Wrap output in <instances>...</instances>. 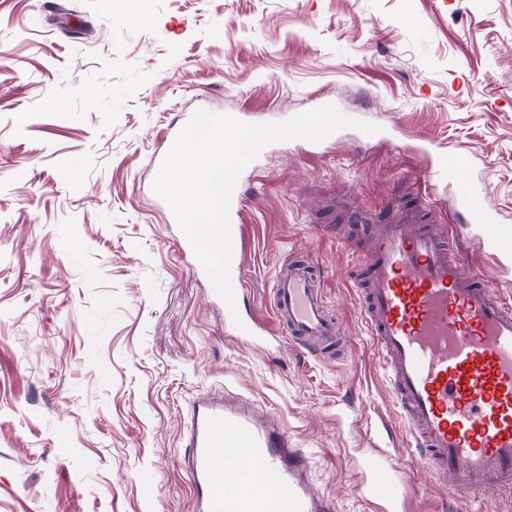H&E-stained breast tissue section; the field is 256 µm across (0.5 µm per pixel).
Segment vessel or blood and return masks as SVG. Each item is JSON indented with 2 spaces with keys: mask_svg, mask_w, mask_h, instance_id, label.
<instances>
[{
  "mask_svg": "<svg viewBox=\"0 0 512 512\" xmlns=\"http://www.w3.org/2000/svg\"><path fill=\"white\" fill-rule=\"evenodd\" d=\"M447 163L451 224L423 203L397 205L384 222L351 215L349 247L361 257L363 312L380 349L415 455L445 491L466 500L512 490V302L491 289L473 249L512 258V225L489 209L482 190ZM243 200L232 194L231 274L243 258ZM461 224L479 234L466 241ZM278 326L304 346L336 352L339 330L306 263L289 258L273 288ZM195 512H333L306 478L308 465L266 420L207 394L192 404L184 431ZM371 497L400 500L378 457L365 460Z\"/></svg>",
  "mask_w": 512,
  "mask_h": 512,
  "instance_id": "obj_1",
  "label": "vessel or blood"
}]
</instances>
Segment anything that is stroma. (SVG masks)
Instances as JSON below:
<instances>
[{
  "label": "stroma",
  "instance_id": "1",
  "mask_svg": "<svg viewBox=\"0 0 512 512\" xmlns=\"http://www.w3.org/2000/svg\"><path fill=\"white\" fill-rule=\"evenodd\" d=\"M0 0V512H193L180 435L210 388L299 448L334 512H389L361 461L401 481L400 512H512L457 501L406 440L339 238L354 208L467 176L512 224V0ZM331 104L376 125L266 146L241 173V308L276 332L244 342L179 251L152 185L180 115L245 123ZM314 268L341 358L276 331L290 252ZM152 487V496L143 488Z\"/></svg>",
  "mask_w": 512,
  "mask_h": 512
}]
</instances>
